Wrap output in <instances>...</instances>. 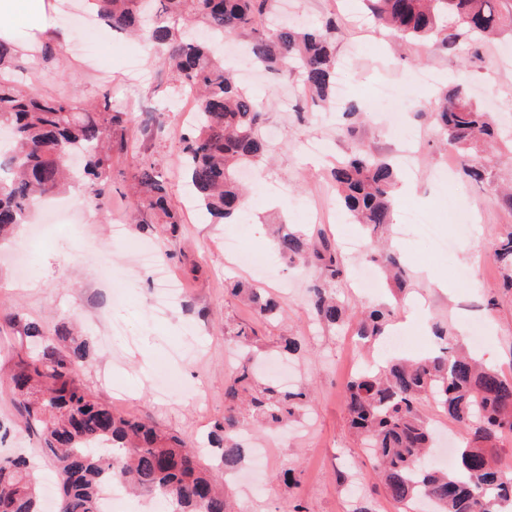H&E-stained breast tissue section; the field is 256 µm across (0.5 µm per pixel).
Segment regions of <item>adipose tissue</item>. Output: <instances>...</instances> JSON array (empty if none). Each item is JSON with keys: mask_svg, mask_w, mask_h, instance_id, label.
Returning a JSON list of instances; mask_svg holds the SVG:
<instances>
[{"mask_svg": "<svg viewBox=\"0 0 512 512\" xmlns=\"http://www.w3.org/2000/svg\"><path fill=\"white\" fill-rule=\"evenodd\" d=\"M55 0H0V40L16 42V22L25 18L28 29V41L19 43L20 53H27L30 43L63 46L66 37L53 22Z\"/></svg>", "mask_w": 512, "mask_h": 512, "instance_id": "1", "label": "adipose tissue"}]
</instances>
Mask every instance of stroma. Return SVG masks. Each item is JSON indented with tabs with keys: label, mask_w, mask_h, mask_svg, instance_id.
Segmentation results:
<instances>
[{
	"label": "stroma",
	"mask_w": 512,
	"mask_h": 512,
	"mask_svg": "<svg viewBox=\"0 0 512 512\" xmlns=\"http://www.w3.org/2000/svg\"><path fill=\"white\" fill-rule=\"evenodd\" d=\"M333 13L340 18L336 52L347 61L343 100L356 104L361 118L349 125L341 113L312 108L298 73H257L252 89L272 155L242 174L250 185L247 221L212 224L189 201L181 163L193 100L181 95L141 41L85 26L82 13L59 11L56 22L70 40L45 60L35 86L45 94L64 89L85 100L109 94L113 109L128 115V149L113 156L106 213L88 207L75 187L42 203L45 211L59 202L71 212L46 242L29 245V227L23 224L0 244V455L20 454L39 461L42 473L54 472L37 438L26 431L8 385L30 322L49 336L75 322L89 343L84 382L91 392L194 448L204 447L207 432L224 418V386L237 365L233 346L239 326L254 330L252 347L266 363L276 360L281 337H296L302 351L288 366L294 383L309 389L311 402L292 432L257 427L256 444L269 452L265 492L253 493L251 476H225L218 460L210 462L238 512H283L291 501L307 512H350L356 496L371 512H397L396 504L374 492L371 462L347 426L345 385L352 359L373 366L387 356L382 344L356 336L355 316L362 310L392 306L387 332L407 337L404 356L437 352L441 342L435 330L443 327L512 379V290L503 288L493 258L498 242L512 232V202L503 195L504 184L512 181V158L482 156L485 180L464 177L461 158L441 143L427 116L439 89L462 82L481 106L495 110L504 138L512 140V35L482 43L479 60L466 64L456 53L413 43L394 49L364 14L361 0H288V21L299 27L316 26ZM382 84L406 89L407 119L422 133L418 165L401 172L414 192L397 193L396 221L385 235L407 272V286L400 295L384 283L377 293L363 294L353 275L366 256L342 252L346 273L337 295L349 317L331 327L308 305L307 288L321 276V267L282 259L274 275L262 279L225 252L224 238L236 237L245 252L260 259L273 254L270 227L284 219L314 237H362L359 226L341 217L327 173L359 148L390 158L398 153L373 98ZM145 158L156 160L167 177L180 219L176 234L143 230L131 206L130 174ZM443 168L449 171L446 186L431 179L432 170ZM274 199L287 202V214L271 207ZM411 211L434 224L448 239L447 249H437L417 226L406 224ZM116 224L123 228L118 238L112 233ZM137 243L153 248L183 293L160 318L153 314L157 281L135 266L128 251ZM233 280L276 297L280 321L265 322L250 304L230 295L226 285ZM161 367L183 379L187 392L159 397L148 376ZM291 467L296 477L288 484L282 473Z\"/></svg>",
	"instance_id": "stroma-1"
}]
</instances>
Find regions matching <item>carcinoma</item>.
I'll return each mask as SVG.
<instances>
[{
    "mask_svg": "<svg viewBox=\"0 0 512 512\" xmlns=\"http://www.w3.org/2000/svg\"><path fill=\"white\" fill-rule=\"evenodd\" d=\"M278 0H93L97 16L115 32L131 31L150 42L171 67L180 90L195 98L196 121L183 137L184 170L193 205L220 219L238 216L243 198L237 173L259 165L269 152L260 132L261 106L248 87L238 85L224 68V40H249L255 62L267 71L291 67L299 73L314 106L333 103L339 32L336 17L312 28L296 29L271 21ZM377 24L396 43H433L456 51L460 39L479 42L507 26L497 0H363ZM11 48L0 43V128L11 131L9 148L0 154V237L29 218L35 203L63 191L69 182L84 183L88 205L107 210L113 152L126 148L127 119L112 109L110 97L81 102L47 96L20 83L14 71L27 70ZM432 116L441 139L464 156L480 151L495 135L489 113L455 86L434 104ZM336 193L355 224L370 231L394 221L396 167L388 159L358 150L331 171ZM133 207L142 224H160L174 233L179 224L158 163L142 160L132 175ZM278 254L292 262L322 265L324 277L310 288V306L323 323L343 321L336 280L344 275L339 244L294 231L276 230ZM512 288V233L494 250ZM371 260L404 284V269L388 252ZM231 292L247 295L257 313L275 320L280 306L272 298L238 284ZM389 312L361 315L358 335L385 333ZM26 348L14 364L9 385L14 401L44 453L54 458L59 488L58 512H100L99 488L121 484L171 507V512H231L224 491L205 459L179 437L136 417L122 416L99 402L83 381L87 346L62 327L61 348L42 326L24 328ZM244 348L239 367L224 386V420L208 436L210 453L224 473L245 466L250 448L241 439L242 409L272 426H284L308 401L307 393L287 390L276 380L259 381L249 351L251 337L238 332ZM349 426L371 462L385 495L400 512H415L428 500L434 512H502L512 504V471H504L496 443L512 433V379L475 358L447 346L423 359L391 357L355 373L346 383ZM432 399L439 411L463 430L454 469L442 472L426 463L433 439L431 423L420 411ZM0 512H40L39 487L30 461L0 457Z\"/></svg>",
    "mask_w": 512,
    "mask_h": 512,
    "instance_id": "1",
    "label": "carcinoma"
}]
</instances>
